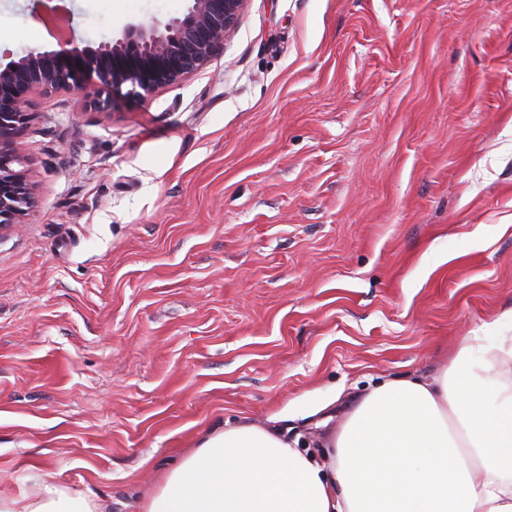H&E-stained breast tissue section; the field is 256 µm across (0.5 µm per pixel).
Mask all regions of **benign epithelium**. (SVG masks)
<instances>
[{"instance_id": "benign-epithelium-1", "label": "benign epithelium", "mask_w": 512, "mask_h": 512, "mask_svg": "<svg viewBox=\"0 0 512 512\" xmlns=\"http://www.w3.org/2000/svg\"><path fill=\"white\" fill-rule=\"evenodd\" d=\"M247 2L189 0L181 16L163 25L130 23L120 37L95 47L64 36L57 50L30 51L0 64V232L22 223L38 201L23 144L32 92L81 86L87 106L105 112L124 86L128 96L143 98L178 85L224 48Z\"/></svg>"}]
</instances>
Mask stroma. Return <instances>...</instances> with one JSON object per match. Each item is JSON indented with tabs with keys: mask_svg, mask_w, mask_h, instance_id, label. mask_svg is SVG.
Segmentation results:
<instances>
[{
	"mask_svg": "<svg viewBox=\"0 0 512 512\" xmlns=\"http://www.w3.org/2000/svg\"><path fill=\"white\" fill-rule=\"evenodd\" d=\"M97 44L187 0H65ZM0 0V63L56 49ZM0 233V492L142 512L225 422L301 447L512 311V0H248L203 70L33 94Z\"/></svg>",
	"mask_w": 512,
	"mask_h": 512,
	"instance_id": "35a3bbf8",
	"label": "stroma"
}]
</instances>
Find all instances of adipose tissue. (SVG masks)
<instances>
[{
	"label": "adipose tissue",
	"mask_w": 512,
	"mask_h": 512,
	"mask_svg": "<svg viewBox=\"0 0 512 512\" xmlns=\"http://www.w3.org/2000/svg\"><path fill=\"white\" fill-rule=\"evenodd\" d=\"M512 313L432 375L362 394L324 453L225 424L181 459L145 512H512ZM0 512H96L45 476Z\"/></svg>",
	"instance_id": "obj_1"
}]
</instances>
